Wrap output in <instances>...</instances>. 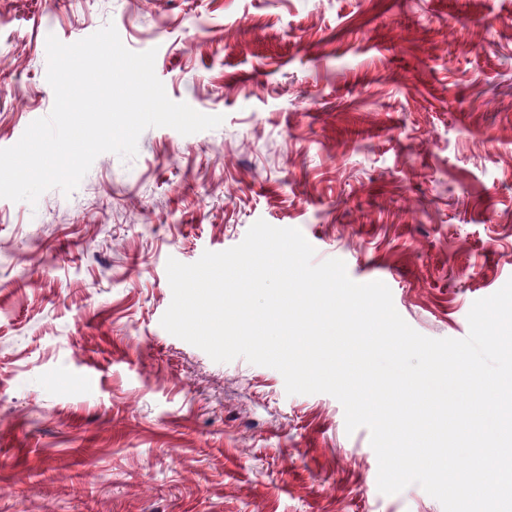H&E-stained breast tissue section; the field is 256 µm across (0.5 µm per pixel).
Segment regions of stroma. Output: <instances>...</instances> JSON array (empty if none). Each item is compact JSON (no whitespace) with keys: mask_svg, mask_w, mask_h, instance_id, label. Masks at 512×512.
Returning a JSON list of instances; mask_svg holds the SVG:
<instances>
[{"mask_svg":"<svg viewBox=\"0 0 512 512\" xmlns=\"http://www.w3.org/2000/svg\"><path fill=\"white\" fill-rule=\"evenodd\" d=\"M110 23L224 121L0 198V512H443L333 396L166 331V264L261 219L465 338L512 279V0H0V148L53 108L47 36Z\"/></svg>","mask_w":512,"mask_h":512,"instance_id":"stroma-1","label":"stroma"}]
</instances>
